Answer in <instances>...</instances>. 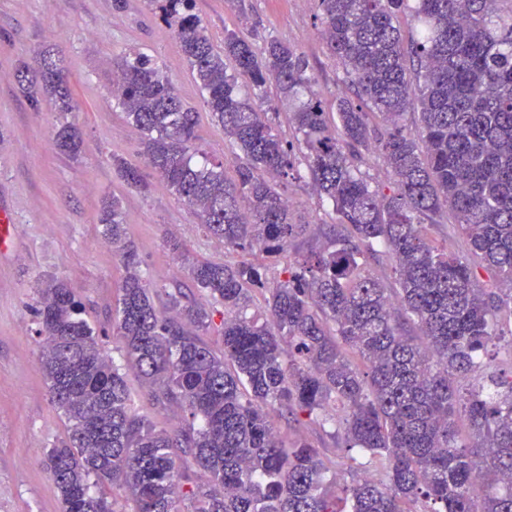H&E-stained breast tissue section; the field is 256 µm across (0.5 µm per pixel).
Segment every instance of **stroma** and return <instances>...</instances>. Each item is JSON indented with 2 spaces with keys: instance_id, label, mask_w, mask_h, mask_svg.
<instances>
[{
  "instance_id": "1",
  "label": "stroma",
  "mask_w": 512,
  "mask_h": 512,
  "mask_svg": "<svg viewBox=\"0 0 512 512\" xmlns=\"http://www.w3.org/2000/svg\"><path fill=\"white\" fill-rule=\"evenodd\" d=\"M194 12L212 43L238 32L254 44L275 36L305 54L325 111L345 92L342 70L318 34L315 0H194ZM65 61L73 111H56L21 92L20 67L34 65L43 49ZM131 51L151 55L182 99L199 114L198 147L235 176L237 161L223 129L200 98L181 47L148 0H0V205L16 219L11 243L0 250V512H59L57 490L43 451L67 438L39 366L33 308L48 276L66 281L82 302L84 318L100 333L110 357L121 359L112 315L125 271L99 224L101 200L118 195L125 230L141 259V275L174 287L185 276L166 246L181 240L197 259L224 262L222 241L208 235L192 210L146 164L139 137L112 102V64ZM82 137L78 156L53 143L61 124ZM140 167L146 190L126 187L113 158ZM131 407L159 425H175L179 409L162 411L134 368H126ZM28 458H20V449Z\"/></svg>"
}]
</instances>
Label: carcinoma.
Listing matches in <instances>:
<instances>
[{"instance_id":"obj_1","label":"carcinoma","mask_w":512,"mask_h":512,"mask_svg":"<svg viewBox=\"0 0 512 512\" xmlns=\"http://www.w3.org/2000/svg\"><path fill=\"white\" fill-rule=\"evenodd\" d=\"M193 2L149 0L244 162L232 180L224 163L192 151L198 112L133 52L113 62L112 98L148 165L227 251L288 256L309 228L294 222L288 198L304 171L334 219L320 225L325 245L288 261L271 287L262 264L202 261L166 241L194 289L224 307L218 355L199 336L211 312L142 278L120 199L103 203L99 223L126 271L112 335L154 403L183 418L167 428L132 412L125 376L80 303L48 278L34 314L40 369L68 425V440L44 451L60 512H512V379L481 370L501 343L512 366V333L499 330L512 316V0H316L347 85L334 134L303 52L233 32L218 50ZM406 11L420 23L408 41L395 25ZM18 86L72 111L51 49L22 68ZM281 107L291 141L275 125ZM54 144L78 154V128L61 125ZM373 148L391 195L362 171ZM112 167L128 187H147L138 167L121 158ZM450 210L469 252L507 287H476L469 264L431 238ZM385 254L396 288L370 271ZM257 294L262 322L247 315ZM279 420L325 429L356 478L336 489L322 449L281 438Z\"/></svg>"}]
</instances>
